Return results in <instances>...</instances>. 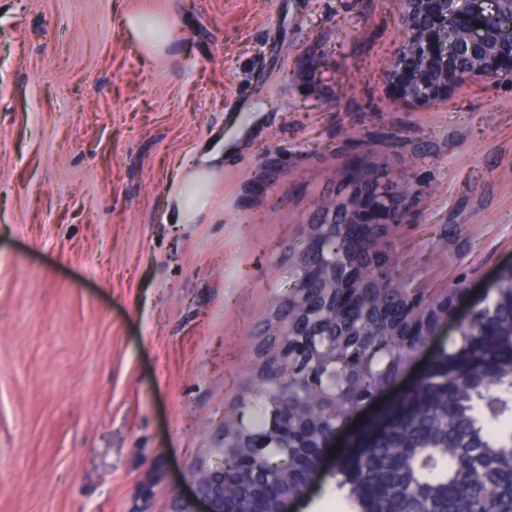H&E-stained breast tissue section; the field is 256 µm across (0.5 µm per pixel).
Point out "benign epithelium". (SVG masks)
I'll return each mask as SVG.
<instances>
[{"mask_svg":"<svg viewBox=\"0 0 512 512\" xmlns=\"http://www.w3.org/2000/svg\"><path fill=\"white\" fill-rule=\"evenodd\" d=\"M403 26L408 30L402 49L391 69L393 81L401 95L409 100L428 104L448 93L459 82L474 79H512V0H398ZM480 27H475V24ZM469 59L470 72H462V59ZM364 189L354 192L341 204L324 206L321 224H336L335 238L339 244L337 260H328L327 230L316 224L307 233L310 250L316 253L314 263L299 265L297 294L293 299L295 313L308 308V288L327 277H337L323 304L325 314L334 319L352 320L363 298V289L375 279L385 277V269L363 265L351 258L354 251L363 250L377 236L385 234L382 224H360L358 214L369 205L391 224L402 222L403 198L384 195L375 189V181L357 175ZM451 306L449 298L432 301L423 307L408 327L413 336L432 335L430 324ZM295 324L287 319L278 321L279 339L271 350L261 349V356L275 358L295 355L288 346V337L296 336ZM283 428L273 421L264 439L255 448L277 447ZM257 457L244 456L235 471L224 470V435H219L205 461L192 469L188 481L192 495L177 502L176 512H226L225 491L228 486L246 478L256 466Z\"/></svg>","mask_w":512,"mask_h":512,"instance_id":"obj_1","label":"benign epithelium"}]
</instances>
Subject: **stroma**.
Here are the masks:
<instances>
[{
	"label": "stroma",
	"instance_id": "obj_1",
	"mask_svg": "<svg viewBox=\"0 0 512 512\" xmlns=\"http://www.w3.org/2000/svg\"><path fill=\"white\" fill-rule=\"evenodd\" d=\"M165 19L147 51L124 19ZM397 0H0V512H172L250 381L294 249L362 162L406 193L380 247L447 323L512 266V85L400 95ZM224 159L166 221L198 149ZM323 452L290 512H348Z\"/></svg>",
	"mask_w": 512,
	"mask_h": 512
}]
</instances>
